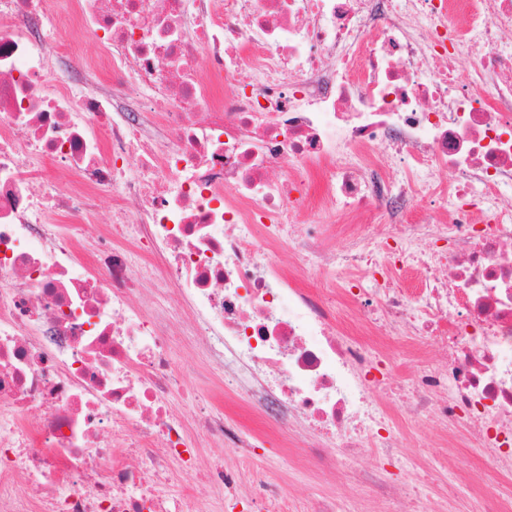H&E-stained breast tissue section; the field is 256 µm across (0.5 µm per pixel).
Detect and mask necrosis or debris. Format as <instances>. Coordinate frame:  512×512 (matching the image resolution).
Returning <instances> with one entry per match:
<instances>
[{
	"instance_id": "obj_1",
	"label": "necrosis or debris",
	"mask_w": 512,
	"mask_h": 512,
	"mask_svg": "<svg viewBox=\"0 0 512 512\" xmlns=\"http://www.w3.org/2000/svg\"><path fill=\"white\" fill-rule=\"evenodd\" d=\"M182 316L309 461L370 457L410 512L387 466L430 416L512 477V0H0V512H185L202 442L251 458L182 383ZM209 478L195 512H235L238 471ZM244 497L286 512L264 470ZM60 39L74 44L78 49L88 54L94 52L93 38L91 35L76 26L65 25L60 31Z\"/></svg>"
}]
</instances>
